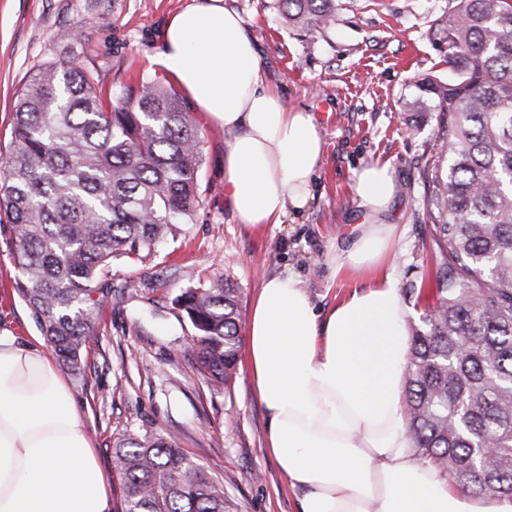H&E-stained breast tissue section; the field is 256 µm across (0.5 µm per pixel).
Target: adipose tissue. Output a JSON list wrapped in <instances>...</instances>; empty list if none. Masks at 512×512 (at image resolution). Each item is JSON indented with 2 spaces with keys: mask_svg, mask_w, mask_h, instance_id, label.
<instances>
[{
  "mask_svg": "<svg viewBox=\"0 0 512 512\" xmlns=\"http://www.w3.org/2000/svg\"><path fill=\"white\" fill-rule=\"evenodd\" d=\"M156 60L224 129L229 203L253 228L281 223L311 194L322 138L262 76L256 46L224 0H196L165 26ZM368 214L396 193L390 164L354 173ZM332 271L372 273L327 313L296 274L260 289L247 356L269 417L266 447L298 490L297 512H512V498L464 490L406 438L403 379L411 338L388 240L362 224ZM0 512H110V489L71 389L41 343L0 332Z\"/></svg>",
  "mask_w": 512,
  "mask_h": 512,
  "instance_id": "obj_1",
  "label": "adipose tissue"
}]
</instances>
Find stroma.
I'll return each mask as SVG.
<instances>
[{
	"mask_svg": "<svg viewBox=\"0 0 512 512\" xmlns=\"http://www.w3.org/2000/svg\"><path fill=\"white\" fill-rule=\"evenodd\" d=\"M195 0H0V147L7 146L12 103L46 62L63 52L77 60L107 56L105 85L161 76L153 58L170 16ZM242 17L266 80L292 108L313 113L323 152L307 206L280 224L255 230L232 211L224 185V131L201 119L204 137L200 207L193 223L163 245L146 265L117 261L112 279L124 295L103 305L96 335L83 350L86 383L69 385L121 512L122 482L112 446L126 430L174 438L187 455L223 484L238 512H295V492L266 450L268 416L239 359L229 391L214 390L197 370L189 336L170 306L186 287L184 272L224 277L238 290V325L246 327L264 280L300 276L316 310H330L362 289L367 277L350 269L331 273L329 251H348L353 228L366 223L354 172L390 163L398 192L381 223L391 225L388 266L401 287L410 321L436 299V261L425 246L423 171L436 151L433 114L403 111L401 102L427 74L448 77L447 45L429 40L445 25L448 0H381L351 9L339 0L338 21L311 44L289 28L272 0H224ZM62 29L76 31L69 45L55 43ZM417 123L408 131V123ZM11 233L0 229V332L28 342L40 330L16 292L18 272Z\"/></svg>",
	"mask_w": 512,
	"mask_h": 512,
	"instance_id": "stroma-1",
	"label": "stroma"
}]
</instances>
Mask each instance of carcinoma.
Returning a JSON list of instances; mask_svg holds the SVG:
<instances>
[{"label": "carcinoma", "instance_id": "1", "mask_svg": "<svg viewBox=\"0 0 512 512\" xmlns=\"http://www.w3.org/2000/svg\"><path fill=\"white\" fill-rule=\"evenodd\" d=\"M315 43L336 0H276ZM448 68L426 76L442 136L426 215L439 257L436 302L409 326L406 435L415 455L479 496L512 497V0H448ZM96 60L60 57L13 105L0 156V215L11 233L16 290L77 379L99 307L122 295L112 262L144 265L192 223L200 204L202 132L159 78L107 96ZM192 329L194 360L230 388L240 351L237 289L212 277L171 299ZM113 457L121 512H235L223 484L169 437L126 431Z\"/></svg>", "mask_w": 512, "mask_h": 512}]
</instances>
